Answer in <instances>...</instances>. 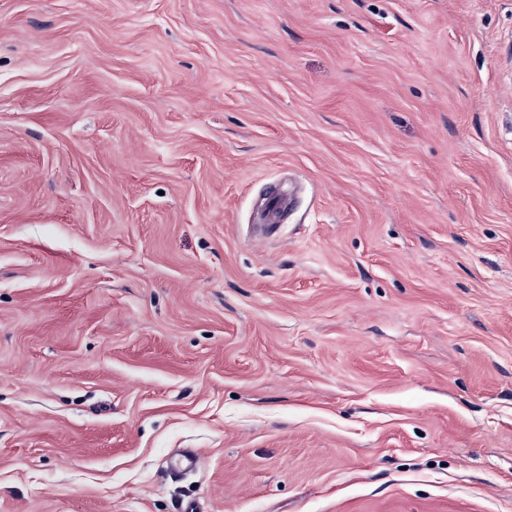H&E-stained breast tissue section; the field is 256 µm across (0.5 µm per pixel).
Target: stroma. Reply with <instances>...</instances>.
<instances>
[{
	"instance_id": "obj_1",
	"label": "stroma",
	"mask_w": 512,
	"mask_h": 512,
	"mask_svg": "<svg viewBox=\"0 0 512 512\" xmlns=\"http://www.w3.org/2000/svg\"><path fill=\"white\" fill-rule=\"evenodd\" d=\"M187 497L512 512V0H0V512ZM200 455L197 448H182L170 460V472L176 477L185 472L194 471L199 464Z\"/></svg>"
}]
</instances>
